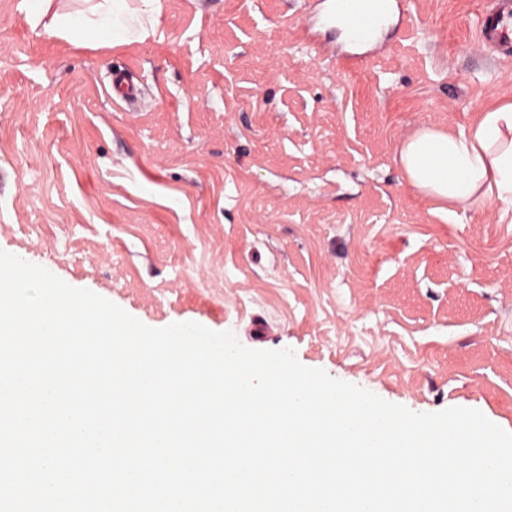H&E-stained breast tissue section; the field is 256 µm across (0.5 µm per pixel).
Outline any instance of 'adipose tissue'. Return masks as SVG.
<instances>
[{
  "label": "adipose tissue",
  "mask_w": 512,
  "mask_h": 512,
  "mask_svg": "<svg viewBox=\"0 0 512 512\" xmlns=\"http://www.w3.org/2000/svg\"><path fill=\"white\" fill-rule=\"evenodd\" d=\"M76 13L53 0H20L32 29L68 42L144 40L159 22L162 0H86ZM408 182L434 200L457 207L492 198L512 205V102L483 112L468 130L452 134L422 127L400 149Z\"/></svg>",
  "instance_id": "obj_1"
}]
</instances>
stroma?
I'll list each match as a JSON object with an SVG mask.
<instances>
[{"label": "stroma", "mask_w": 512, "mask_h": 512, "mask_svg": "<svg viewBox=\"0 0 512 512\" xmlns=\"http://www.w3.org/2000/svg\"><path fill=\"white\" fill-rule=\"evenodd\" d=\"M327 2L163 0L145 41L76 46L0 0V250L147 326L512 432V205L440 210L399 160L512 101V56L476 38L491 0H408L356 67L314 31Z\"/></svg>", "instance_id": "obj_1"}]
</instances>
